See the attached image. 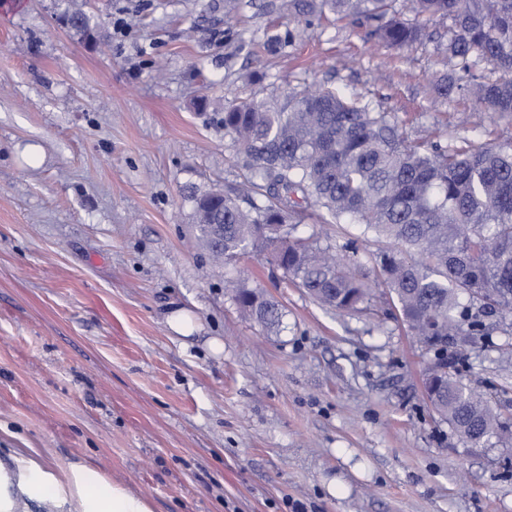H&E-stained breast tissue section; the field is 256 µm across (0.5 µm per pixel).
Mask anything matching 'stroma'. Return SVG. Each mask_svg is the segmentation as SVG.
<instances>
[{
  "label": "stroma",
  "mask_w": 512,
  "mask_h": 512,
  "mask_svg": "<svg viewBox=\"0 0 512 512\" xmlns=\"http://www.w3.org/2000/svg\"><path fill=\"white\" fill-rule=\"evenodd\" d=\"M280 0H0V461L86 463L152 512H512V447L465 448L423 395L430 357L387 298L320 306L269 255L224 267L190 191L241 181L224 107L322 85L379 104L409 139L512 142V119L436 101L432 45L394 50ZM77 7L99 39L61 14ZM372 271L384 240L303 224ZM282 307L268 331L225 288ZM183 309L187 337L167 318ZM465 383L512 413V335L472 343Z\"/></svg>",
  "instance_id": "obj_1"
}]
</instances>
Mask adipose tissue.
Here are the masks:
<instances>
[{"mask_svg":"<svg viewBox=\"0 0 512 512\" xmlns=\"http://www.w3.org/2000/svg\"><path fill=\"white\" fill-rule=\"evenodd\" d=\"M13 462L14 471H0V512H16L21 495L48 506L51 512L68 503L77 512H151L145 499L108 482L89 465H70L60 478L24 456H14Z\"/></svg>","mask_w":512,"mask_h":512,"instance_id":"obj_1","label":"adipose tissue"}]
</instances>
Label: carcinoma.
<instances>
[{
	"instance_id": "obj_1",
	"label": "carcinoma",
	"mask_w": 512,
	"mask_h": 512,
	"mask_svg": "<svg viewBox=\"0 0 512 512\" xmlns=\"http://www.w3.org/2000/svg\"><path fill=\"white\" fill-rule=\"evenodd\" d=\"M321 8L365 22L392 48L433 43L448 60V71L433 81L435 99L463 93L479 112L512 116V0H321ZM62 18L94 39L82 9ZM437 19L448 21V30L435 39L428 23ZM224 135L236 149L242 182L190 193L199 241L211 247V229L200 220L207 209L224 221L217 252L224 261L268 251L275 262L286 250L294 284L323 306L351 311L372 299L366 274L329 245L277 232L259 237L258 225L286 224L292 232L317 215L385 240L375 273L448 378V388L430 400L433 410L466 447L493 440L511 446L512 419L464 383L448 349L489 335L487 315L499 316L501 331L512 333V143L409 142L391 113L319 86L292 90L277 104H228ZM243 312L266 330L282 323L279 308Z\"/></svg>"
}]
</instances>
